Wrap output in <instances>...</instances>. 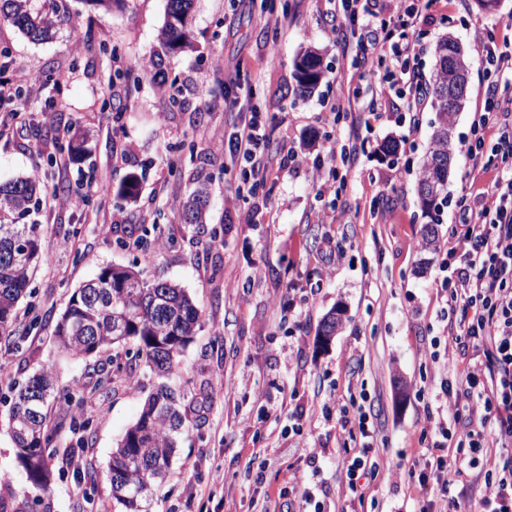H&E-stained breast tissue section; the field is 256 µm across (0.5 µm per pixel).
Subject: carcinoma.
<instances>
[{"instance_id":"cac0c4a2","label":"carcinoma","mask_w":512,"mask_h":512,"mask_svg":"<svg viewBox=\"0 0 512 512\" xmlns=\"http://www.w3.org/2000/svg\"><path fill=\"white\" fill-rule=\"evenodd\" d=\"M196 0H167L166 20L158 40L168 52L192 46L189 20ZM0 20L7 21L35 41H48L62 21L58 0H0ZM448 38L435 47L432 93L436 111L432 147L418 180L423 210L436 212L448 175V157L454 153L448 126L457 111L448 107ZM321 59L314 50L304 51L295 62L300 91L308 92L320 78ZM40 183L34 176L0 184V338L22 341L31 328L17 326L20 300L47 261L37 225L22 224L38 200ZM208 196L196 191L183 205L187 224H206ZM201 312L190 295L166 280L147 281L129 267L106 266L73 292L68 306L51 324L53 343L63 354L88 360L121 348L126 361L112 357V377L99 383L116 384L134 376L137 366L150 368L158 380L137 420L127 428L108 465L112 498L121 512H149L153 497L168 472L182 431L205 411L209 401L205 384L187 393L170 382L178 379L180 358L196 335ZM12 405L8 430L17 458L36 495L20 496L11 479L0 476V512H52L53 460L61 424L52 421V406L70 403L77 390L58 383L52 369L41 368L22 383L10 387Z\"/></svg>"}]
</instances>
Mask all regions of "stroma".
Returning a JSON list of instances; mask_svg holds the SVG:
<instances>
[{"label":"stroma","instance_id":"stroma-1","mask_svg":"<svg viewBox=\"0 0 512 512\" xmlns=\"http://www.w3.org/2000/svg\"><path fill=\"white\" fill-rule=\"evenodd\" d=\"M262 0H197L192 48L165 56L155 74L144 71L160 49L167 0H121L105 10L92 0H63L69 17L52 40H29L0 21V68L20 75L43 73V85H19L11 109H0V183L37 175V224L48 259L18 309L20 323L33 315L57 318L84 281L108 265L139 266L145 279L170 280L202 311L201 326L181 357V374L212 382L210 403L186 430L151 512H418V488L408 476L414 456L431 447L446 420L440 381L446 361L447 271L440 250L418 248L428 219L417 193L431 147L433 106L420 112L416 131L399 111L367 121L375 93L354 51H343L327 31L333 0H288L287 9L263 10ZM421 27L423 71L432 76L438 39H455L470 63L467 92L452 130L454 155L437 226L447 241L455 202L467 181L464 144L486 79L474 42L477 22L505 33L512 0L482 9L478 0H436ZM287 18L288 26L275 22ZM321 58V78L300 93L295 61L305 49ZM244 60L246 74L234 92L246 112L257 113L270 148L288 143L294 164L273 168L267 183L249 193L239 166L220 145L232 121L224 110V64ZM164 79L177 104L159 92ZM349 90L350 110L330 116L338 89ZM123 112H115L116 102ZM85 134L89 151L68 160L66 172L53 121ZM396 141L397 151L383 146ZM356 148L352 164L329 162L332 143ZM181 172H170L171 163ZM137 194L118 195L127 176ZM334 182L320 194L318 179ZM209 195L207 222L185 223L181 205L199 184ZM84 198L81 207H49L58 189ZM338 207L341 222L323 224V210ZM116 222L105 234L102 222ZM159 225L166 241L150 263L128 246L130 230ZM220 259L222 280H211ZM344 316L331 343L316 345L323 317ZM221 339L222 350L212 347ZM38 346L29 358L28 345ZM54 364L64 385L82 397L58 403L55 418L88 421V444L62 428L58 438L53 512H116L108 479L113 448L139 416L154 377L138 368L139 385L96 390L100 370H111L103 352L99 369L60 355L47 331L29 343H0V368L24 382L42 363ZM10 393L0 387V473L14 489L31 486L17 459L5 417ZM364 406L373 437L369 451L351 440L341 410ZM378 462L364 498L347 492L346 470L359 453ZM308 478V498L293 497L292 471Z\"/></svg>","mask_w":512,"mask_h":512}]
</instances>
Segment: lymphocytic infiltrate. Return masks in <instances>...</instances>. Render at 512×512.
<instances>
[{"instance_id": "f902f5d3", "label": "lymphocytic infiltrate", "mask_w": 512, "mask_h": 512, "mask_svg": "<svg viewBox=\"0 0 512 512\" xmlns=\"http://www.w3.org/2000/svg\"><path fill=\"white\" fill-rule=\"evenodd\" d=\"M342 15L331 18L330 31L342 44H356L366 76L378 90L368 105L379 115L390 100L400 99L416 127L426 105L429 86L420 70L423 46L416 36L428 5H404L403 0H340ZM475 43L489 78L466 143L471 183L478 193L465 192L456 202V225L444 247L455 265L457 283L448 289V359L464 358L471 342H480L484 360L467 365L456 382L445 383L448 416L464 424L463 433L439 427L433 454L415 459L421 467L419 487L436 481L441 512H457L452 488L466 472L468 453L493 444L512 442V131L503 119L512 113V95L500 84L512 75V42L494 31L476 29ZM224 109L235 113L224 140V154L243 161V183L255 187L270 175L272 155L256 116L243 112L225 81Z\"/></svg>"}]
</instances>
